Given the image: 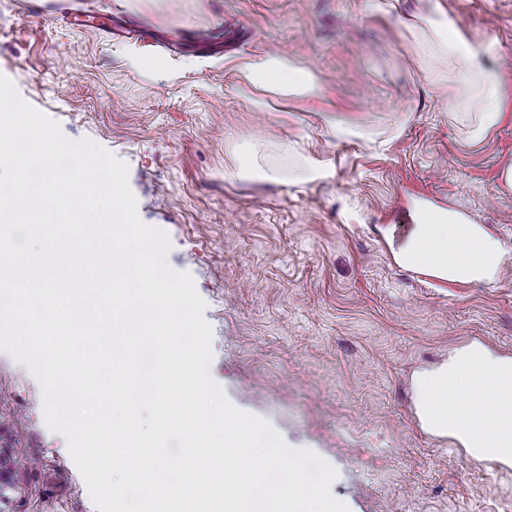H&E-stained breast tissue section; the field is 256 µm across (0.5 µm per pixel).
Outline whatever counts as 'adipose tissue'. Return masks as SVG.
<instances>
[{
    "mask_svg": "<svg viewBox=\"0 0 512 512\" xmlns=\"http://www.w3.org/2000/svg\"><path fill=\"white\" fill-rule=\"evenodd\" d=\"M409 34L414 53L428 72L432 84L446 83L449 72L479 91L476 108L480 121L473 131L481 137L484 131L497 124L505 110L500 94L503 75L495 69L479 65L482 56L498 51L494 41H478L464 37L452 18L430 19L411 26ZM247 83L264 87L285 96H307L315 91L312 76L290 58L268 54L245 60L240 66ZM458 213L431 206L418 209V224L414 233L397 255L406 266L432 270L435 276L448 273V261L462 249ZM481 367L487 383L503 375H512V360L498 358L481 347L467 349L442 365L418 374L415 392L418 405L425 409L432 433L444 436L454 433L466 440L464 427L449 429L444 418V400L449 393L471 397L475 389L473 367Z\"/></svg>",
    "mask_w": 512,
    "mask_h": 512,
    "instance_id": "1",
    "label": "adipose tissue"
}]
</instances>
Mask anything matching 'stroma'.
<instances>
[{"label": "stroma", "instance_id": "stroma-1", "mask_svg": "<svg viewBox=\"0 0 512 512\" xmlns=\"http://www.w3.org/2000/svg\"><path fill=\"white\" fill-rule=\"evenodd\" d=\"M0 0V75L71 141L123 160L167 264L191 275L212 328L210 374L236 408L337 473L350 512H512V469L420 432L411 384L466 345L512 359V0ZM443 10L497 40L510 112L478 139L458 84H431L399 17ZM276 53L319 91L272 99L239 63ZM155 63L144 72L140 61ZM334 115L358 129L333 137ZM258 155L310 159V184L235 173ZM427 201L468 216L507 257L500 276L443 288L396 263ZM0 466L20 487L0 512H97L39 380L0 352ZM334 174L335 168L332 166L306 161L298 168L293 178L306 183H317L333 177Z\"/></svg>", "mask_w": 512, "mask_h": 512}]
</instances>
